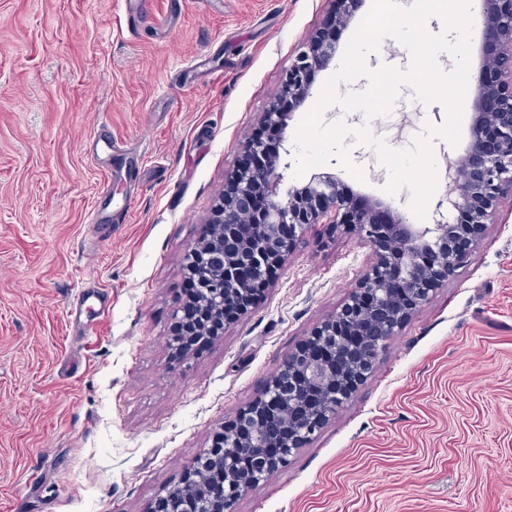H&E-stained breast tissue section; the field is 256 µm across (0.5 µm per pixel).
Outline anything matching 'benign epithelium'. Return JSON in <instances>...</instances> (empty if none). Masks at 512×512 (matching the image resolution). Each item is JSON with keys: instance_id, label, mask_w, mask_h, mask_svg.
Instances as JSON below:
<instances>
[{"instance_id": "obj_1", "label": "benign epithelium", "mask_w": 512, "mask_h": 512, "mask_svg": "<svg viewBox=\"0 0 512 512\" xmlns=\"http://www.w3.org/2000/svg\"><path fill=\"white\" fill-rule=\"evenodd\" d=\"M330 2L327 23L296 55L259 124L285 129L291 113L306 105L315 73L335 59L333 30L348 25L359 0ZM477 21L483 45L493 52L480 63L463 175L449 173L451 192L434 203L433 223L414 224L401 212L364 202L330 173L292 185L280 198L291 151L266 159L261 142L242 143L241 154L262 162L239 164L226 177L210 219L221 230L185 254L184 278L196 282V296L174 315L166 337L172 356L193 354L201 336H223L227 308L239 320L249 315L257 304L250 283H273L313 224L355 229L378 249L377 260L340 309L311 331L240 411L233 422L237 431L220 427L196 465L150 512H231L235 499L286 465L367 379L384 342L455 273L467 255L453 249L455 240H477L501 200L512 195V0H482ZM259 197L266 204L255 212Z\"/></svg>"}]
</instances>
